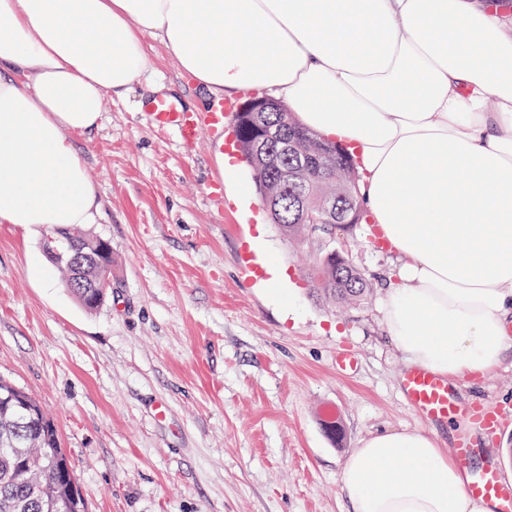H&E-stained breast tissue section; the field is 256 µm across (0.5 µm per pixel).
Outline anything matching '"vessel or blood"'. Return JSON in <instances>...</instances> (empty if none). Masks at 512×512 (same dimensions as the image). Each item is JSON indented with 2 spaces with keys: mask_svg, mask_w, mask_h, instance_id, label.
<instances>
[{
  "mask_svg": "<svg viewBox=\"0 0 512 512\" xmlns=\"http://www.w3.org/2000/svg\"><path fill=\"white\" fill-rule=\"evenodd\" d=\"M235 109V103L228 100L213 105L209 111L193 112L181 99L166 94L153 96L144 105L156 126L208 134L222 133L225 116ZM402 390L410 405L427 421L450 424L461 418L470 421L472 433L460 435L454 447L458 461L464 465L469 464L477 452L475 434H494L502 422L495 411L461 405L447 380L420 369L405 372ZM466 491L473 497L494 503L496 512H512V482L504 479L496 466L488 465L475 473Z\"/></svg>",
  "mask_w": 512,
  "mask_h": 512,
  "instance_id": "vessel-or-blood-1",
  "label": "vessel or blood"
}]
</instances>
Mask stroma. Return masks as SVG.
Instances as JSON below:
<instances>
[{"mask_svg": "<svg viewBox=\"0 0 512 512\" xmlns=\"http://www.w3.org/2000/svg\"><path fill=\"white\" fill-rule=\"evenodd\" d=\"M143 41L150 68L74 137L103 203L89 230L112 244V291L87 312L48 266L39 230L0 224V378L53 420L86 512H346L339 472L369 436L420 430L449 450L465 429L423 420L401 390L408 364L382 308L405 259L369 243L368 224L349 226L336 246L372 290L354 307L317 299L308 250L241 193L249 167L225 176L223 137L148 123L156 86L196 112L214 99ZM244 243L275 260L280 287L245 278ZM341 348L354 372L337 373ZM456 393L503 416L477 436L470 470L512 478V355L490 376L457 379ZM329 414L342 441L324 429Z\"/></svg>", "mask_w": 512, "mask_h": 512, "instance_id": "35a3bbf8", "label": "stroma"}]
</instances>
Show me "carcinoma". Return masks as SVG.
Returning a JSON list of instances; mask_svg holds the SVG:
<instances>
[{
    "label": "carcinoma",
    "mask_w": 512,
    "mask_h": 512,
    "mask_svg": "<svg viewBox=\"0 0 512 512\" xmlns=\"http://www.w3.org/2000/svg\"><path fill=\"white\" fill-rule=\"evenodd\" d=\"M283 135L300 141L301 146L315 155V164L304 184L280 183L282 199L272 223L288 241H297L313 253L314 263L308 270L316 287V295L334 304H356L369 292L368 284L349 259L336 250L333 240L341 224L321 220L319 210L326 199L336 208L348 209L350 201H361L358 178L348 153L340 154L336 146L323 141L316 133L300 127L289 112L270 115ZM239 151L253 171L256 184L279 179V169L294 166V158L277 154L278 164L255 154L248 142ZM78 302L94 311L107 297V290L98 288L87 292L72 290ZM21 395L32 406L40 404L21 388L0 379V397ZM67 465L66 455L54 423L45 418L40 439L31 442L24 420L0 418V512H56L53 499L57 490L53 471Z\"/></svg>",
    "instance_id": "cac0c4a2"
}]
</instances>
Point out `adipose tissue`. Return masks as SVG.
Here are the masks:
<instances>
[{"instance_id": "adipose-tissue-1", "label": "adipose tissue", "mask_w": 512, "mask_h": 512, "mask_svg": "<svg viewBox=\"0 0 512 512\" xmlns=\"http://www.w3.org/2000/svg\"><path fill=\"white\" fill-rule=\"evenodd\" d=\"M500 0H0V224H93L73 134L149 67L258 90L346 148L368 217L407 256L383 316L412 367L487 375L512 342V20ZM348 512H492L439 441H363Z\"/></svg>"}]
</instances>
